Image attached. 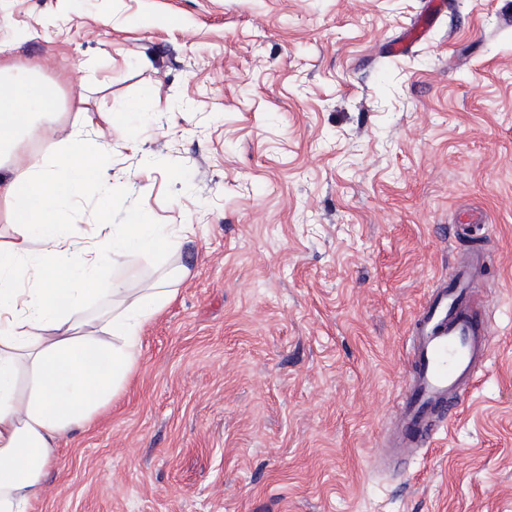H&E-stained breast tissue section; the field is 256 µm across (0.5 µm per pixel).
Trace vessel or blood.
Segmentation results:
<instances>
[{"label":"vessel or blood","instance_id":"1","mask_svg":"<svg viewBox=\"0 0 512 512\" xmlns=\"http://www.w3.org/2000/svg\"><path fill=\"white\" fill-rule=\"evenodd\" d=\"M484 260L474 252L425 299L412 325L410 365L398 406L396 429L382 444L390 457L411 456L431 445L457 414L475 385L491 346V320L470 288V267Z\"/></svg>","mask_w":512,"mask_h":512}]
</instances>
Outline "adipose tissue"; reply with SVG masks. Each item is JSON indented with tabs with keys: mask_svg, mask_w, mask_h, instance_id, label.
<instances>
[{
	"mask_svg": "<svg viewBox=\"0 0 512 512\" xmlns=\"http://www.w3.org/2000/svg\"><path fill=\"white\" fill-rule=\"evenodd\" d=\"M0 206L13 226L0 239V512H30L58 441L88 423L123 389L140 333L173 299L159 282L132 290L115 278L136 258L164 261L192 234L135 214L111 221L123 187L107 177L111 150L91 139L97 122L61 127L57 83L0 63ZM56 134L51 153L17 160L23 140ZM96 200L92 228L68 216Z\"/></svg>",
	"mask_w": 512,
	"mask_h": 512,
	"instance_id": "ef3b65f1",
	"label": "adipose tissue"
}]
</instances>
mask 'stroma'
Wrapping results in <instances>:
<instances>
[{
  "label": "stroma",
  "instance_id": "stroma-1",
  "mask_svg": "<svg viewBox=\"0 0 512 512\" xmlns=\"http://www.w3.org/2000/svg\"><path fill=\"white\" fill-rule=\"evenodd\" d=\"M425 5L0 0V61L59 83L60 124L155 90L135 136H93L112 221L195 229L32 512H512V0ZM465 209L487 223L460 236ZM473 250L489 358L442 439L389 467L411 324Z\"/></svg>",
  "mask_w": 512,
  "mask_h": 512
}]
</instances>
